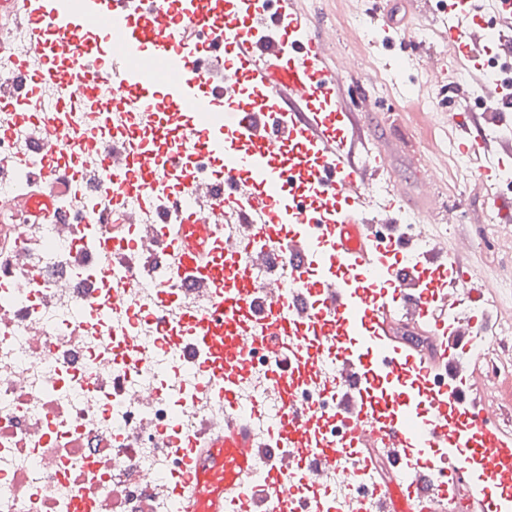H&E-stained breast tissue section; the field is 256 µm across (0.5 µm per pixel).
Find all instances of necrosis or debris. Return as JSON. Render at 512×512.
Instances as JSON below:
<instances>
[{
	"instance_id": "1",
	"label": "necrosis or debris",
	"mask_w": 512,
	"mask_h": 512,
	"mask_svg": "<svg viewBox=\"0 0 512 512\" xmlns=\"http://www.w3.org/2000/svg\"><path fill=\"white\" fill-rule=\"evenodd\" d=\"M111 98L88 80L64 101L48 86L0 105V512H176L157 480L177 466L173 441L210 412L192 407L203 351L159 307L186 295L161 234L182 199L109 156L82 171L83 154L131 135H84L85 102ZM63 126L72 143L48 157ZM36 181L51 202L28 224L15 200ZM121 213L137 218L134 264L104 261ZM467 350L497 397L512 381V319L485 316Z\"/></svg>"
}]
</instances>
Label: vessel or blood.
Segmentation results:
<instances>
[{
	"mask_svg": "<svg viewBox=\"0 0 512 512\" xmlns=\"http://www.w3.org/2000/svg\"><path fill=\"white\" fill-rule=\"evenodd\" d=\"M307 0H209L191 18L187 0H89L87 13L56 29L47 0H0V23H22L32 48L25 72L38 84L59 82L62 64L82 30L95 25L102 50L75 62L77 77L121 90L112 107L92 100L94 124L142 126L138 140L112 143L115 158L140 157L149 179L182 170L186 156L165 149L170 131L161 118L188 112L179 132L200 139L216 170L196 191L185 224L163 227L173 275L200 298L169 299L167 319L209 347L197 404L224 401L220 423L178 443L180 467L171 491L180 512H320L339 500L342 512H512V430L501 410L482 399L473 361L461 360L464 341L479 322H449L462 302L461 278L472 274L470 295L484 302L488 279L472 272L467 233L440 240L421 261L397 262L410 242L385 241L382 224L397 223L403 199L386 155L356 157L354 113L345 104L347 79L364 62L337 52L331 27L313 28ZM373 28L405 40L408 20L388 0H347ZM454 18L442 34L447 67L415 49L425 84L453 87L458 101L471 83L483 84L508 116L505 88L489 81L483 20L512 32V0H448ZM162 70L163 79L152 76ZM225 100L232 124L209 119ZM448 136L474 162L472 177L488 188L493 170L483 157L512 156V142L492 144L472 135L468 122L448 120ZM224 205V234L207 216ZM265 282L255 289L253 270ZM414 326L430 337L424 355L402 339ZM279 352L285 363L266 374L252 401L242 403L239 378L254 346ZM336 366L325 373L322 361ZM298 377L319 392L332 391L346 436L326 434L318 411L285 396ZM281 402L276 428L257 433L266 399ZM352 458L370 475L354 490Z\"/></svg>",
	"mask_w": 512,
	"mask_h": 512,
	"instance_id": "obj_1",
	"label": "vessel or blood"
}]
</instances>
